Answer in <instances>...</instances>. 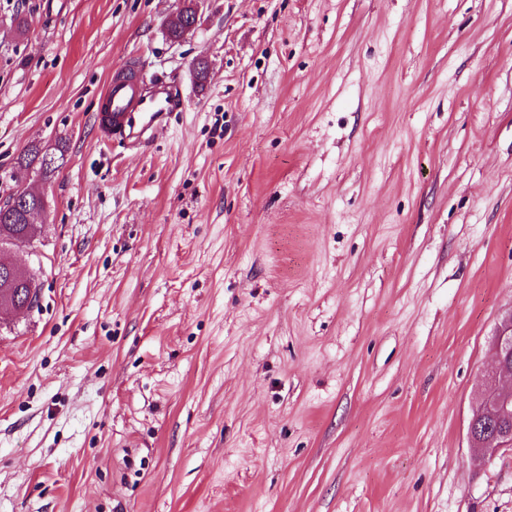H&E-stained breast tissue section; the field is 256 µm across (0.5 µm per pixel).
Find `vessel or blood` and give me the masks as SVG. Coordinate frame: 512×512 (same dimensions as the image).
Listing matches in <instances>:
<instances>
[{"instance_id": "1", "label": "vessel or blood", "mask_w": 512, "mask_h": 512, "mask_svg": "<svg viewBox=\"0 0 512 512\" xmlns=\"http://www.w3.org/2000/svg\"><path fill=\"white\" fill-rule=\"evenodd\" d=\"M101 99V109L108 114L102 133L135 141L150 137L167 113L178 111L183 105L175 84L127 73L111 76Z\"/></svg>"}]
</instances>
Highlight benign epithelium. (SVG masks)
Returning <instances> with one entry per match:
<instances>
[{
    "label": "benign epithelium",
    "instance_id": "obj_1",
    "mask_svg": "<svg viewBox=\"0 0 512 512\" xmlns=\"http://www.w3.org/2000/svg\"><path fill=\"white\" fill-rule=\"evenodd\" d=\"M512 312L497 325L492 338L491 385L477 392L467 428L471 448L491 459L512 447Z\"/></svg>",
    "mask_w": 512,
    "mask_h": 512
}]
</instances>
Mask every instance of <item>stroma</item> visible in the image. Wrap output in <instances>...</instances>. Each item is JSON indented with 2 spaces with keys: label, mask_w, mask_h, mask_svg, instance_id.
<instances>
[{
  "label": "stroma",
  "mask_w": 512,
  "mask_h": 512,
  "mask_svg": "<svg viewBox=\"0 0 512 512\" xmlns=\"http://www.w3.org/2000/svg\"><path fill=\"white\" fill-rule=\"evenodd\" d=\"M0 0V512H512L469 447L512 310V0ZM135 62L184 106L105 139ZM206 62L208 78L193 71ZM47 147H51L59 157L65 155V145L58 141L52 145H40L35 144L29 146L27 149L20 154L15 162V169L29 173L30 170H36L37 173L44 179L51 178L56 172L59 171V167L46 166L44 162L43 150ZM38 204L43 208L41 200L36 201V198L29 197V202L26 203V206H21V209L10 206L9 202L5 207H0V246L21 242L26 236H37L38 226L27 224L24 213ZM0 273L3 276H6V275L20 276V275H25V270L21 269L17 265L13 266V265H9V264H4L2 262L0 265ZM1 274H0V290L2 288H13V293L15 296L18 295L20 288H23V290H25V288H31V290L29 293V297L26 301L20 302L17 299V297H15L14 301H11L10 299L7 301H1V299H0V308L2 309L3 307H8V308L12 309L13 311L19 312V313L29 310L31 307V302L35 296L34 289L37 288L33 277L31 275H29V280L26 282L18 281V282L7 283V281L5 279H3Z\"/></svg>",
  "instance_id": "obj_1"
}]
</instances>
